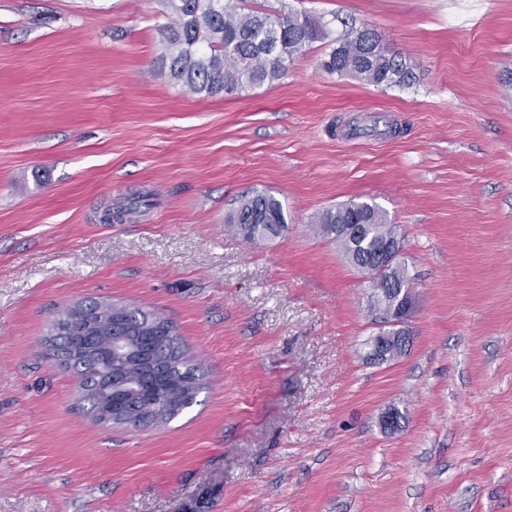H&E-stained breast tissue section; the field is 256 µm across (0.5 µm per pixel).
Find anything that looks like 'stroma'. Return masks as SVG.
<instances>
[{
	"mask_svg": "<svg viewBox=\"0 0 512 512\" xmlns=\"http://www.w3.org/2000/svg\"><path fill=\"white\" fill-rule=\"evenodd\" d=\"M258 4L329 36L200 98L157 70L162 0H0V512H512V0ZM356 28L413 84L324 70ZM253 191L288 224L250 242L224 216ZM353 200L402 238L392 361L370 279L315 225ZM92 299L167 318L196 403L98 422L49 343Z\"/></svg>",
	"mask_w": 512,
	"mask_h": 512,
	"instance_id": "1",
	"label": "stroma"
}]
</instances>
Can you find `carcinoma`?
Listing matches in <instances>:
<instances>
[{"label":"carcinoma","mask_w":512,"mask_h":512,"mask_svg":"<svg viewBox=\"0 0 512 512\" xmlns=\"http://www.w3.org/2000/svg\"><path fill=\"white\" fill-rule=\"evenodd\" d=\"M246 3L165 0L170 21L159 26L160 69L200 97L240 94L280 80L307 47L325 37L319 22L306 14L248 9ZM323 68L374 86L413 81L406 58L369 29H353L337 40ZM359 221L364 224L360 234L349 233V225ZM224 223L254 242L279 233L287 217L281 201L256 191L226 214ZM315 223L323 234L336 237L345 258L356 267L372 265L378 252L398 237L386 212L368 202L326 209ZM372 287L382 290L376 306L388 323L409 282L393 266L385 276L372 278ZM50 332L57 340V354L83 380L85 400L100 422L103 410L112 406L148 414L152 424L165 423L191 407L203 389L198 367L185 358L183 341L169 321L153 311L93 301L58 314ZM385 334L381 359L404 354L406 339L396 328ZM174 357L183 362L177 379L164 372L165 362Z\"/></svg>","instance_id":"obj_1"}]
</instances>
